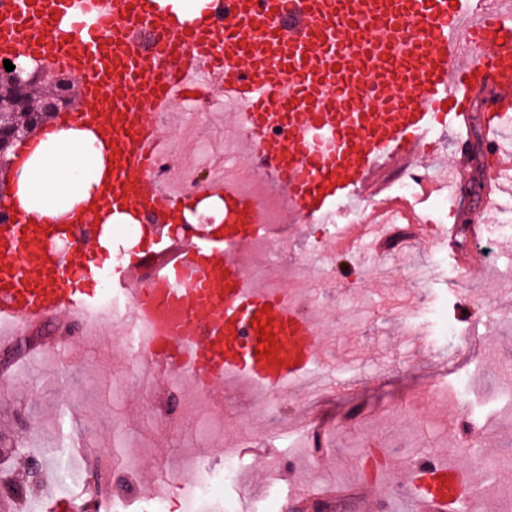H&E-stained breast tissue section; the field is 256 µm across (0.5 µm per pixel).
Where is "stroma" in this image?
I'll use <instances>...</instances> for the list:
<instances>
[{"instance_id": "obj_1", "label": "stroma", "mask_w": 512, "mask_h": 512, "mask_svg": "<svg viewBox=\"0 0 512 512\" xmlns=\"http://www.w3.org/2000/svg\"><path fill=\"white\" fill-rule=\"evenodd\" d=\"M170 137L179 164L198 146L206 148L211 163L223 160L228 143L236 155L244 153L224 112L200 121L191 132L173 123ZM454 161L447 139H433L426 151L432 185L409 199L415 214L429 221L431 238L416 243L411 252L383 254L385 275L359 279L363 249L349 242L346 222L337 224L332 235L318 224L294 227L293 246L268 268L310 282L311 311L324 320L327 331L320 357L329 374L350 384L347 394L317 398L301 385L294 394H281L258 417L244 386L229 383L218 410L196 402L188 391L174 396L161 382L139 387L129 352L116 346L101 359L75 334L71 341L78 346L77 361L65 367L60 358H46L0 383V453L7 458V478L39 496L48 489L58 495L74 492L75 484L62 485L52 477L46 484L34 483L27 433L38 429L42 449L78 435L89 461L109 474L113 499L124 512H141L147 496L144 472L165 473L191 455L219 470L233 445L265 438L275 444L284 474L316 489H350L349 499L331 504L327 512H409L413 487L402 477L427 453L471 477L469 512H512V489L497 482L498 475L512 473V415H501L488 426L470 421L465 434L456 428L468 400H488L512 380V236L496 238L490 231L497 224H512V170L502 172L501 191L489 209L484 200L469 197L468 181L452 190L440 187L442 172ZM451 198L459 220L487 225L476 242L490 244L491 250L469 275L450 261L435 268L434 280L414 283L412 268L431 264L439 250L435 239L448 227L444 202ZM425 297L443 305L460 335L486 341L461 360V371L478 386L471 399L454 393L455 377L446 372L443 353L434 347L436 326L427 324L421 339L407 333L406 313ZM301 420L333 429L326 460L310 458L297 426ZM242 472L256 512H266L274 501L278 512H296L297 501L269 485L259 466L246 464Z\"/></svg>"}]
</instances>
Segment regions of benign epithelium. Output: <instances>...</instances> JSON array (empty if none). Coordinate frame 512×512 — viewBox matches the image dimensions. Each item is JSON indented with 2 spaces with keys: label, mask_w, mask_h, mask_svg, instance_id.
I'll list each match as a JSON object with an SVG mask.
<instances>
[{
  "label": "benign epithelium",
  "mask_w": 512,
  "mask_h": 512,
  "mask_svg": "<svg viewBox=\"0 0 512 512\" xmlns=\"http://www.w3.org/2000/svg\"><path fill=\"white\" fill-rule=\"evenodd\" d=\"M15 69L5 70L0 60V98L12 101L11 119L0 118V165L7 164V153L22 139L23 129L32 127L33 121L59 112L71 99V82L47 71L38 64L24 69L12 61Z\"/></svg>",
  "instance_id": "1"
}]
</instances>
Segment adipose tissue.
<instances>
[{"label":"adipose tissue","instance_id":"ef3b65f1","mask_svg":"<svg viewBox=\"0 0 512 512\" xmlns=\"http://www.w3.org/2000/svg\"><path fill=\"white\" fill-rule=\"evenodd\" d=\"M109 153L88 130L59 125L26 141L14 156L7 202L48 224H65L108 171Z\"/></svg>","mask_w":512,"mask_h":512}]
</instances>
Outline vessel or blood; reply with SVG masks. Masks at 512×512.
Masks as SVG:
<instances>
[{"mask_svg": "<svg viewBox=\"0 0 512 512\" xmlns=\"http://www.w3.org/2000/svg\"><path fill=\"white\" fill-rule=\"evenodd\" d=\"M93 15L85 25L84 15ZM167 48L182 49L173 67ZM77 77L89 106L67 113L107 147L113 167L71 223L16 211L0 225V345L54 322L70 335L99 302L101 274L128 300L125 332L144 330L154 379L178 373L223 401L225 381L259 392L308 379L320 327L286 290L263 288L243 260L272 237L255 195L212 181L220 224H179L188 198L152 175L168 141L161 117L221 98L236 105L261 181L283 191L289 223L366 212L359 237L381 246L391 166L413 167L426 137L452 130L466 148L472 104L486 96L495 173L512 168V0H209L184 20L160 0H0V57L19 51ZM125 212L154 227L155 247L129 239L110 261L101 220ZM82 248L85 258L71 257ZM274 339L263 355L256 322ZM413 472L416 512H453L471 488L443 463Z\"/></svg>", "mask_w": 512, "mask_h": 512, "instance_id": "obj_1", "label": "vessel or blood"}]
</instances>
